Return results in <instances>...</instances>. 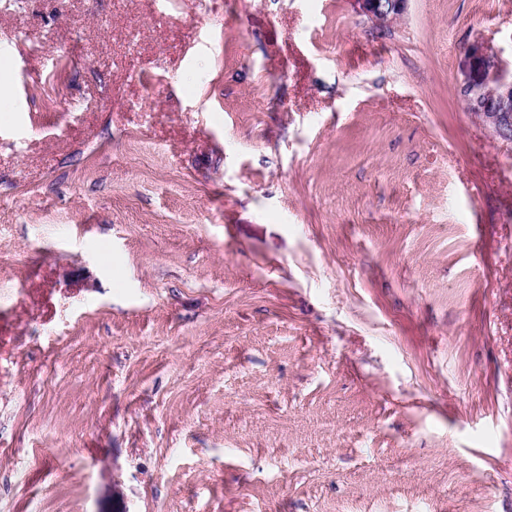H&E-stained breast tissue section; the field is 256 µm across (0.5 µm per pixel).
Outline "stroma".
Masks as SVG:
<instances>
[{
    "instance_id": "1",
    "label": "stroma",
    "mask_w": 512,
    "mask_h": 512,
    "mask_svg": "<svg viewBox=\"0 0 512 512\" xmlns=\"http://www.w3.org/2000/svg\"><path fill=\"white\" fill-rule=\"evenodd\" d=\"M512 0H0V512H512ZM364 13L378 23L402 14L407 0H361ZM472 69L462 87V93L472 111L499 128H512V74L506 75V65L502 61L491 60L479 47L471 48ZM492 88L498 104L496 112L488 115L482 112L487 109L488 101L483 92Z\"/></svg>"
}]
</instances>
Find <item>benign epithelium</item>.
Here are the masks:
<instances>
[{"instance_id":"1","label":"benign epithelium","mask_w":512,"mask_h":512,"mask_svg":"<svg viewBox=\"0 0 512 512\" xmlns=\"http://www.w3.org/2000/svg\"><path fill=\"white\" fill-rule=\"evenodd\" d=\"M364 13L384 23L403 13L407 0H361ZM472 69L462 87L471 110L499 128H512V77L506 65L487 56L478 47L471 48Z\"/></svg>"}]
</instances>
